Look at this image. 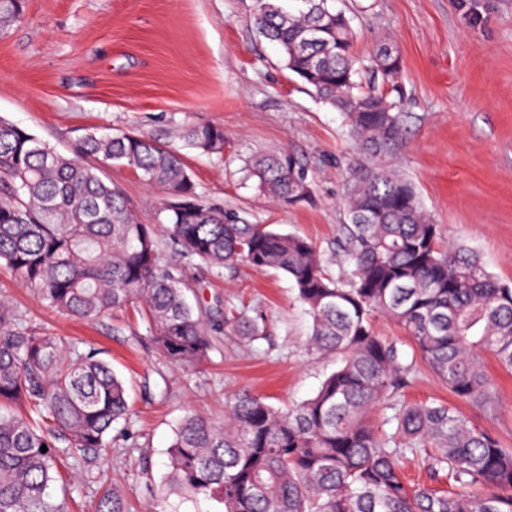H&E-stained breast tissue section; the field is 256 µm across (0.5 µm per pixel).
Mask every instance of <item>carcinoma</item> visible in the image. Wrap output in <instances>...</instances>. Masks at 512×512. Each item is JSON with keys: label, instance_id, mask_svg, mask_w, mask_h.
Returning a JSON list of instances; mask_svg holds the SVG:
<instances>
[{"label": "carcinoma", "instance_id": "obj_1", "mask_svg": "<svg viewBox=\"0 0 512 512\" xmlns=\"http://www.w3.org/2000/svg\"><path fill=\"white\" fill-rule=\"evenodd\" d=\"M329 2L254 0L253 21L279 45L286 69L343 114L370 158L346 185L345 272L329 275L301 235L204 204L181 155L148 136L91 131L69 156L2 117L0 265L64 316L93 321L131 309L152 348L184 367L208 358L221 329L248 345L265 336L258 316L242 311L220 326L192 306L187 294L200 279L187 270L243 263L291 280L312 321L310 350L339 366L287 409L238 391L220 421L187 416L168 452L164 502L203 495L217 512H512V449L456 406L402 400L415 363L372 325L378 314L395 319L458 402L489 408L495 383L485 356L512 373V287L475 254L444 243L414 184L373 163L403 143L399 102L390 99L400 93L403 60L390 43L357 57L349 18ZM21 14L22 0H0V29ZM363 71L372 79L366 89L356 80ZM179 137L206 153L224 148L217 126L188 125ZM102 163L167 191L163 231L179 260L165 258L163 231L137 221ZM248 172L275 203L311 198L289 151L254 156ZM377 407L393 414L376 423ZM128 414L126 383L96 349L41 334L0 302V512H70L77 464L103 456L113 424ZM410 455L421 458L428 482L405 480ZM95 512H128L126 499L104 488Z\"/></svg>", "mask_w": 512, "mask_h": 512}]
</instances>
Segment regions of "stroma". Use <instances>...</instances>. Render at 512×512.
Segmentation results:
<instances>
[{
  "mask_svg": "<svg viewBox=\"0 0 512 512\" xmlns=\"http://www.w3.org/2000/svg\"><path fill=\"white\" fill-rule=\"evenodd\" d=\"M351 20L353 49L368 55L394 41L403 60L407 138L383 166L411 180L444 241L474 251L512 286V0H335ZM253 0H25L21 19L0 30V117L69 154L89 131L135 132L177 150L203 202L308 238L328 273L346 221L348 169L359 154L340 112L319 102L285 68L277 45L252 23ZM216 125L224 149L184 145L185 125ZM290 150L312 181L309 201L272 203L249 177L252 154ZM145 224L167 222V197L127 167L103 166ZM0 297L42 331L97 348L125 380L132 416L115 424L110 451L82 467L72 512H93L100 487L116 483L133 512L156 503L175 428L191 412L224 416L227 396L247 390L287 407L315 395L337 367L309 352L311 319L288 278L246 265L206 275L202 302L261 314L266 339L243 345L217 336L203 363L172 367L122 314L89 323L47 308L0 267ZM495 409L465 407L468 419L512 448V374L488 360ZM153 480L135 475L139 456Z\"/></svg>",
  "mask_w": 512,
  "mask_h": 512,
  "instance_id": "stroma-1",
  "label": "stroma"
}]
</instances>
